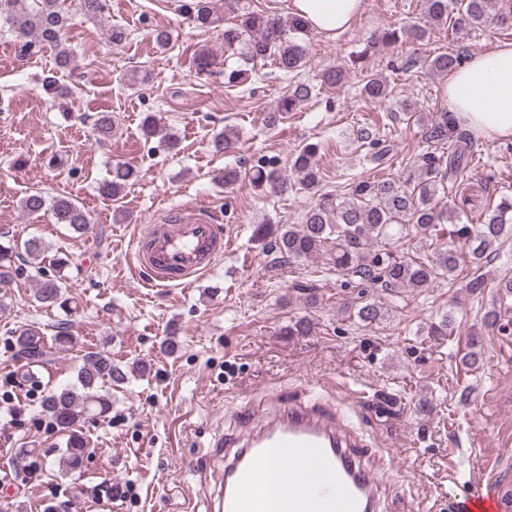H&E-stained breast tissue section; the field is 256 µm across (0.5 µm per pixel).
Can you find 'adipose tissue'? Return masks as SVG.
I'll return each mask as SVG.
<instances>
[{
  "label": "adipose tissue",
  "instance_id": "1",
  "mask_svg": "<svg viewBox=\"0 0 512 512\" xmlns=\"http://www.w3.org/2000/svg\"><path fill=\"white\" fill-rule=\"evenodd\" d=\"M363 0H291L306 28L332 38L361 12ZM448 108L487 139L512 138V42L473 54L445 83Z\"/></svg>",
  "mask_w": 512,
  "mask_h": 512
}]
</instances>
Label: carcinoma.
Returning <instances> with one entry per match:
<instances>
[{
  "label": "carcinoma",
  "mask_w": 512,
  "mask_h": 512,
  "mask_svg": "<svg viewBox=\"0 0 512 512\" xmlns=\"http://www.w3.org/2000/svg\"><path fill=\"white\" fill-rule=\"evenodd\" d=\"M240 0H184L182 11L199 28L224 26V46L236 47L248 61L274 59L286 75L297 73L304 66L305 46L296 37L304 25L294 18L284 19L276 14L245 11ZM77 9L90 17H103L102 0H77ZM425 13L429 24L451 23L456 30H482L491 25L502 26L512 18V0H425ZM70 16L64 0H0V28L6 26L19 38V52L24 57L38 54L44 47L55 51L59 70L75 66L76 59L65 38ZM429 29L422 25L390 26L375 32L367 40L365 49L350 57V64L332 65L320 76V83L335 87L344 83L349 72L363 75L361 94L373 102L389 99L393 88L376 74L364 71V55L381 45L398 42L421 44ZM465 56L460 53H439L425 59L428 69L446 77L458 68ZM217 58L208 49L200 50L194 59L196 74L210 75ZM315 86L306 82L292 85L278 100L270 113L269 123L298 110L309 100ZM118 119L110 112L98 114L93 130L106 139L117 129ZM426 140L448 145V151L434 149L423 153L417 160V175L400 182L393 179L356 177L348 179L346 192L333 196L323 191L325 173L315 158L319 144L307 143L291 157L293 179L262 161L251 167V180L267 198H281L291 191L303 190L312 195L313 202L303 212L299 224H274L267 219L257 226L256 235L269 240L272 252L293 262L313 255L325 254L336 274L346 282L377 287L385 292L397 288L425 290L443 281L448 287L460 286L469 294H482L493 288L496 303L486 308L481 327L500 336L512 335V273L498 279H489L483 272L491 255L499 253L512 239V195L502 193L499 200L473 217H462L453 204V192L464 182V174L475 156L476 141L464 129L453 113L443 112L424 125ZM357 138L374 150L372 159L388 162L392 148L387 139L364 123ZM237 139L229 130L218 132L213 138L217 151L229 153ZM138 177L130 166L117 165L112 178L98 185L99 193L114 202L120 201L127 185ZM21 208L30 215L51 212L55 223L67 224L82 233L90 224L89 214L67 196L45 197L40 191L25 195ZM450 224V242L436 246L425 258L398 256L388 250L390 244H405L419 236H432L439 224ZM25 253L34 260L45 257L48 246L40 238L3 245L0 243V282L12 273V256ZM467 267L470 275L459 278L460 269ZM66 280L62 275H42L35 290V299L47 308H65ZM387 304L368 299L356 308L359 322L370 325L385 317ZM455 330V318L450 310L439 314L430 322L427 335L434 339L450 336ZM13 346L18 355L29 364L45 361L48 354L39 329L21 327ZM461 362L469 369L483 365L481 345L467 344ZM128 379L127 371L112 362L106 352H90L83 358L77 373L79 387L52 388L40 402L42 412L59 430L68 434L62 467L69 472L82 468L86 441L76 430L81 420L106 416L112 409V393Z\"/></svg>",
  "instance_id": "cac0c4a2"
}]
</instances>
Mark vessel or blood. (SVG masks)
Returning <instances> with one entry per match:
<instances>
[{"mask_svg":"<svg viewBox=\"0 0 512 512\" xmlns=\"http://www.w3.org/2000/svg\"><path fill=\"white\" fill-rule=\"evenodd\" d=\"M224 227L186 216L153 224L137 244L136 259L152 282L180 286L210 269L224 251ZM366 392L347 402L321 397L245 403L234 427L218 430L210 456L222 488L209 512H379L388 480L367 465L360 430L344 410L363 407ZM450 512H512V481L470 479L449 502Z\"/></svg>","mask_w":512,"mask_h":512,"instance_id":"vessel-or-blood-1","label":"vessel or blood"}]
</instances>
